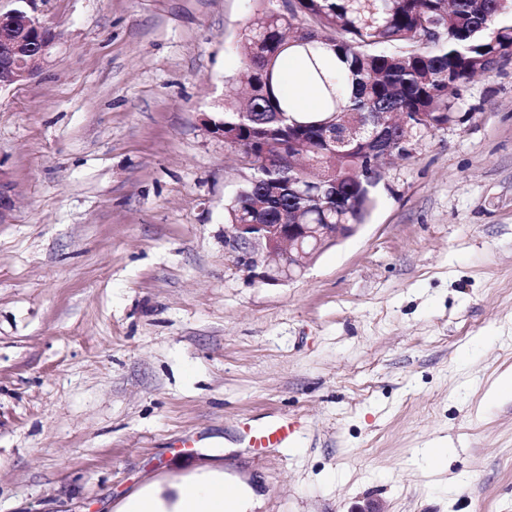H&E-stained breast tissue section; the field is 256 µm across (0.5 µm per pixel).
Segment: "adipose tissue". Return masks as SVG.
<instances>
[{"mask_svg":"<svg viewBox=\"0 0 512 512\" xmlns=\"http://www.w3.org/2000/svg\"><path fill=\"white\" fill-rule=\"evenodd\" d=\"M283 76L290 94L301 111L318 105L316 86L309 79L305 61L288 57ZM256 493L249 484L225 474L223 470L204 468L167 486H148L127 496L116 512H256Z\"/></svg>","mask_w":512,"mask_h":512,"instance_id":"adipose-tissue-1","label":"adipose tissue"}]
</instances>
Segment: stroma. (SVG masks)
I'll list each match as a JSON object with an SVG mask.
<instances>
[{"label": "stroma", "instance_id": "obj_1", "mask_svg": "<svg viewBox=\"0 0 512 512\" xmlns=\"http://www.w3.org/2000/svg\"><path fill=\"white\" fill-rule=\"evenodd\" d=\"M263 7L30 0L57 39L0 93V512H115L206 464L258 512H512V61L265 284L224 247L250 171L205 126ZM279 420L292 447L251 448Z\"/></svg>", "mask_w": 512, "mask_h": 512}]
</instances>
